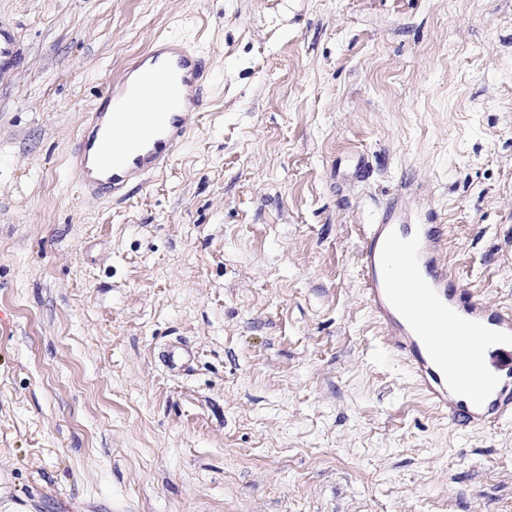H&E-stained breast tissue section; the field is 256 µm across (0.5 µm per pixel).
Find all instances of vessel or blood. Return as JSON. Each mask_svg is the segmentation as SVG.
<instances>
[{"instance_id": "vessel-or-blood-1", "label": "vessel or blood", "mask_w": 512, "mask_h": 512, "mask_svg": "<svg viewBox=\"0 0 512 512\" xmlns=\"http://www.w3.org/2000/svg\"><path fill=\"white\" fill-rule=\"evenodd\" d=\"M23 49L0 20V76L16 69ZM108 83L95 133L72 151L84 196L103 190L124 196L166 171L205 105L208 74L193 50L175 38L155 39ZM366 299L433 403L450 420L477 425L512 417V366L501 375L485 367V349L496 337L512 340V310H493L448 276L441 227L417 222L407 207H388L369 225L361 248Z\"/></svg>"}]
</instances>
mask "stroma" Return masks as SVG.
Segmentation results:
<instances>
[{"mask_svg":"<svg viewBox=\"0 0 512 512\" xmlns=\"http://www.w3.org/2000/svg\"><path fill=\"white\" fill-rule=\"evenodd\" d=\"M0 512H512V418L439 413L366 301L399 196L512 308V0H0ZM160 35L205 108L171 167L70 154ZM24 49L15 37L9 23L0 19V76L17 68Z\"/></svg>","mask_w":512,"mask_h":512,"instance_id":"35a3bbf8","label":"stroma"}]
</instances>
